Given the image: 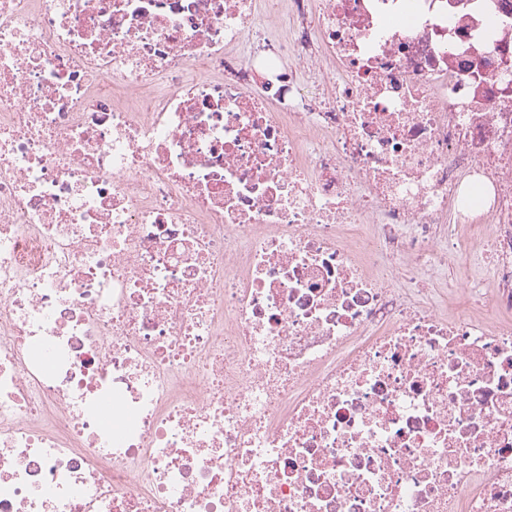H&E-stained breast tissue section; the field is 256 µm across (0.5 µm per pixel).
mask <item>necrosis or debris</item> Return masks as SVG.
<instances>
[{
	"instance_id": "necrosis-or-debris-1",
	"label": "necrosis or debris",
	"mask_w": 512,
	"mask_h": 512,
	"mask_svg": "<svg viewBox=\"0 0 512 512\" xmlns=\"http://www.w3.org/2000/svg\"><path fill=\"white\" fill-rule=\"evenodd\" d=\"M289 13L0 0V512H512V0ZM256 11L266 16V23L269 16L271 22L267 23L281 37L288 36V30L292 25L288 18V0H253Z\"/></svg>"
}]
</instances>
